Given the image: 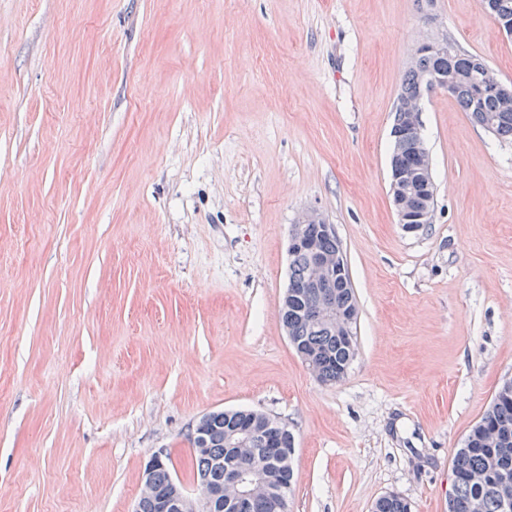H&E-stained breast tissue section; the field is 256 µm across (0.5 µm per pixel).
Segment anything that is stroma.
I'll return each instance as SVG.
<instances>
[{"mask_svg":"<svg viewBox=\"0 0 512 512\" xmlns=\"http://www.w3.org/2000/svg\"><path fill=\"white\" fill-rule=\"evenodd\" d=\"M447 38L512 82L480 0H0V512H133L204 415L295 436L290 512H448L512 378V142L424 97L430 224L390 190L403 75ZM317 210L357 354L321 382L280 317Z\"/></svg>","mask_w":512,"mask_h":512,"instance_id":"stroma-1","label":"stroma"}]
</instances>
